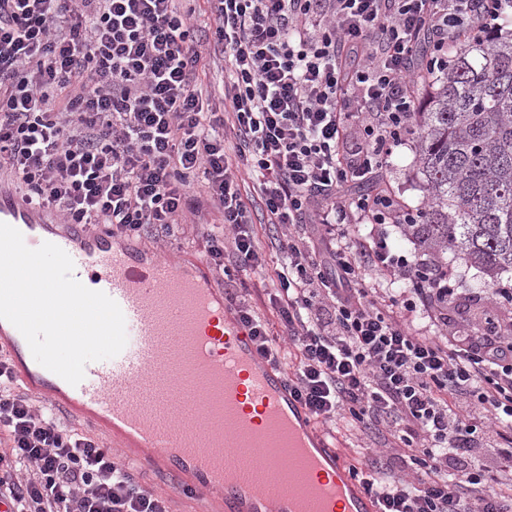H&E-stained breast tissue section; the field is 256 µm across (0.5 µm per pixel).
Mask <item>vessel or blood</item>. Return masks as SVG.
Returning <instances> with one entry per match:
<instances>
[{"label":"vessel or blood","instance_id":"b4317fda","mask_svg":"<svg viewBox=\"0 0 512 512\" xmlns=\"http://www.w3.org/2000/svg\"><path fill=\"white\" fill-rule=\"evenodd\" d=\"M0 222L44 233L71 257L75 278L107 294L125 317V348L88 363L75 386L49 370L29 369L19 331L0 337L17 378L41 402L70 409L90 428L118 425L149 443L148 453L128 449L121 462L171 475L192 512H377L341 455L314 438V422L284 372L258 350L223 291L213 288L204 260L182 266L142 255L116 244L111 231H87L4 188ZM188 396L201 407L193 421L178 409ZM229 425L273 463L282 453L272 434L288 431L307 463L306 493L272 504L246 474L227 470Z\"/></svg>","mask_w":512,"mask_h":512}]
</instances>
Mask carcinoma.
<instances>
[{"instance_id": "1", "label": "carcinoma", "mask_w": 512, "mask_h": 512, "mask_svg": "<svg viewBox=\"0 0 512 512\" xmlns=\"http://www.w3.org/2000/svg\"><path fill=\"white\" fill-rule=\"evenodd\" d=\"M416 113L430 209L408 232L492 281L512 274V40L461 45Z\"/></svg>"}]
</instances>
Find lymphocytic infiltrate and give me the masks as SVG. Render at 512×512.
<instances>
[{
  "label": "lymphocytic infiltrate",
  "instance_id": "lymphocytic-infiltrate-1",
  "mask_svg": "<svg viewBox=\"0 0 512 512\" xmlns=\"http://www.w3.org/2000/svg\"><path fill=\"white\" fill-rule=\"evenodd\" d=\"M177 2L0 0V171L29 203L129 238L176 236L203 182L224 213L210 266L271 279L230 297L260 350L327 437L371 434L416 466L412 481L380 457L352 466L379 512H512V321L422 332L413 314L447 309V279L383 233L347 230L419 223L378 185L412 132L416 52L444 70L449 47L493 32L512 0H206L220 111L195 82L202 42ZM353 179L373 191L340 200ZM255 198L290 228L272 270ZM0 442L6 512H170L94 437L37 408L2 354Z\"/></svg>",
  "mask_w": 512,
  "mask_h": 512
}]
</instances>
